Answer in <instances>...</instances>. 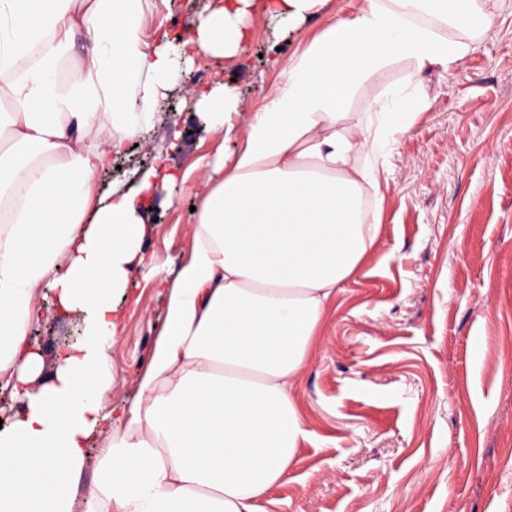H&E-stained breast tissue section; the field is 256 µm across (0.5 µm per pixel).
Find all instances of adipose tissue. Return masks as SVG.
I'll list each match as a JSON object with an SVG mask.
<instances>
[{"instance_id": "obj_1", "label": "adipose tissue", "mask_w": 512, "mask_h": 512, "mask_svg": "<svg viewBox=\"0 0 512 512\" xmlns=\"http://www.w3.org/2000/svg\"><path fill=\"white\" fill-rule=\"evenodd\" d=\"M489 3L370 0L289 62L240 145L209 164L138 398L110 428L113 298L142 252L156 171L98 200L93 177L152 123L180 64L239 51L251 5L201 14L183 44L145 39L171 0H0V390L17 403L0 431V512H73L101 431L104 479L85 512H258L309 435L293 388L329 302L378 244L375 167L359 158L383 155L409 113L400 91L358 123L343 106L394 56L453 69L468 36L495 24ZM194 99L211 128L242 109L222 83ZM47 288L82 326L50 370L29 337Z\"/></svg>"}]
</instances>
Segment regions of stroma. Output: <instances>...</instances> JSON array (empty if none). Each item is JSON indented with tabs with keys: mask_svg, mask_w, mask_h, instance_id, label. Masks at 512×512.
Wrapping results in <instances>:
<instances>
[{
	"mask_svg": "<svg viewBox=\"0 0 512 512\" xmlns=\"http://www.w3.org/2000/svg\"><path fill=\"white\" fill-rule=\"evenodd\" d=\"M207 0H173L158 16L170 37H192ZM367 0H326L318 15L248 27L242 51L177 75L168 111L130 142L95 192L136 185L156 167L183 181L147 194V266H134L111 351L113 417L127 413L160 337L165 290L191 252L188 228L208 180L199 158L243 139L249 112L280 83L285 63ZM451 72L414 73L397 57L362 80L344 109L364 119L388 89L407 86L423 109L406 119L379 175L374 254L332 302L293 390L310 432L259 512H512V0L469 40ZM231 83L245 109L231 136L205 127L186 89ZM75 314L34 325L55 358Z\"/></svg>",
	"mask_w": 512,
	"mask_h": 512,
	"instance_id": "35a3bbf8",
	"label": "stroma"
}]
</instances>
